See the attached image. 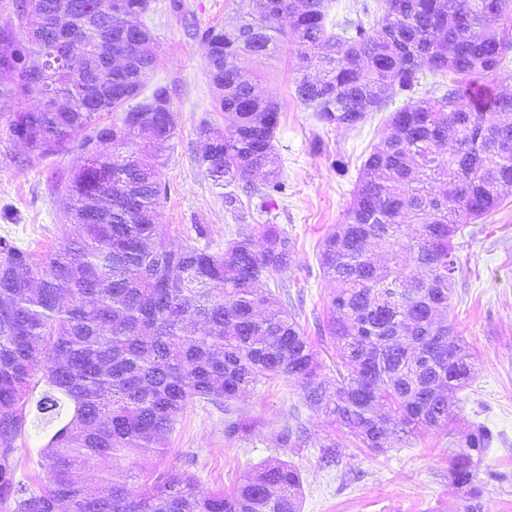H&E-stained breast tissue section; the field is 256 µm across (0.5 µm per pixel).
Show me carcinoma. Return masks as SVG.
<instances>
[{"label": "carcinoma", "mask_w": 512, "mask_h": 512, "mask_svg": "<svg viewBox=\"0 0 512 512\" xmlns=\"http://www.w3.org/2000/svg\"><path fill=\"white\" fill-rule=\"evenodd\" d=\"M26 2L20 17L37 34L0 30V94L26 100L39 86L49 100L15 113L10 133L40 151L93 134L69 185L79 236L40 258L0 239V512H301L302 477L285 461L251 467L229 492L187 473L116 470L131 453L162 457L158 442L197 401L224 407V434L239 435L233 402L271 377L297 383L305 407L373 452L448 429V397L474 381L469 344L439 320L458 272L454 239L512 187V93L489 81L512 51V0H379L338 33L327 0H263L260 19L205 33L207 78L224 81L214 109L225 131L200 125L199 163L217 185L263 170L268 188L282 190L272 169L280 104L249 68L281 37L298 45L297 97L326 125L354 128L407 96L324 240L322 269L336 284L326 330L346 368L332 386L296 315L263 288L288 268L291 242L278 225L222 252L162 242L156 169L175 130L170 92L157 85L140 98L156 58L134 42L122 45L121 69L98 48L120 28L140 35L150 0H123V15L96 30L110 0ZM33 55L45 63L28 83ZM426 71L448 84L415 100ZM119 107L112 125L93 126ZM96 140L113 153L93 151ZM374 246L394 265L373 262ZM32 402L47 440L26 476L14 453ZM493 439L478 423L448 440L451 484L465 490L459 512H482L475 467ZM306 440L299 419L277 434L283 448Z\"/></svg>", "instance_id": "cac0c4a2"}]
</instances>
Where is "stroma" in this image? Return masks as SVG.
<instances>
[{"mask_svg": "<svg viewBox=\"0 0 512 512\" xmlns=\"http://www.w3.org/2000/svg\"><path fill=\"white\" fill-rule=\"evenodd\" d=\"M247 12L258 14L259 0L151 2L156 66L150 82L168 87L176 125L158 168L167 193L156 221L167 238L193 245L204 240L215 250L257 233L262 224L285 230L292 243L288 267L268 279L267 287L296 312L319 354L324 379L332 381L336 349L324 319L334 284L321 269L322 244L343 222L364 161L389 135V113H369L348 129L320 122L296 96L297 45L281 42L273 57L252 66L260 90L281 106L274 162L286 188L269 195L258 176L228 188L214 185L198 162L200 122L224 128L206 77L204 33L234 26ZM37 104L34 98L21 104L0 97V238L38 257L64 249L79 233L67 213V194L84 153L75 140L39 153L10 134L13 113ZM268 195L274 203L265 209L261 203ZM201 227L207 232L203 240L197 235ZM455 244L459 272L447 318L475 354V380L459 394L451 431L425 432L383 453L351 444L327 463L320 445L329 436L342 438L341 428L332 417L303 407L297 385L273 379L238 402L246 433L225 437L223 411L197 402L164 439L161 459L133 455L123 467L188 472L207 487L228 492L246 464L280 459L302 474V512H458L462 493L449 481L448 437L463 436L470 424L481 422L495 441L476 468V483L487 512H512V191L499 207L467 225ZM296 415L307 428L305 447H279L278 431Z\"/></svg>", "mask_w": 512, "mask_h": 512, "instance_id": "35a3bbf8", "label": "stroma"}]
</instances>
